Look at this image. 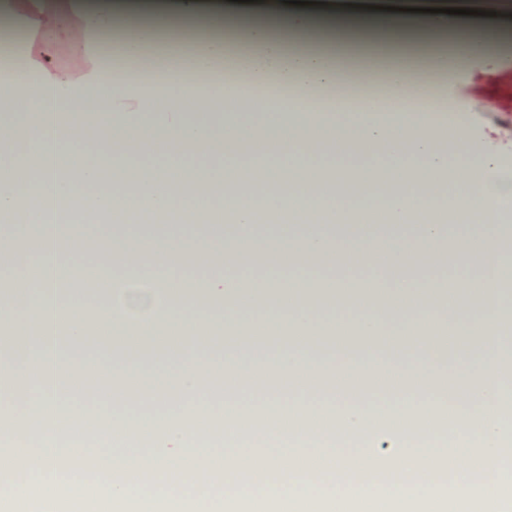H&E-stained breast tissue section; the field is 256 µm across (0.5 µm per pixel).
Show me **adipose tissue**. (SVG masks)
<instances>
[{
  "mask_svg": "<svg viewBox=\"0 0 512 512\" xmlns=\"http://www.w3.org/2000/svg\"><path fill=\"white\" fill-rule=\"evenodd\" d=\"M162 10L224 25L250 11L257 51L228 79L214 74L228 53L201 40L194 78H155L179 45L153 49L139 25L115 52L96 50L73 71L52 67L41 45L55 12L16 0L26 17L19 63L0 70V213L17 215L12 289L0 295V366L28 375L31 398L0 396L12 409L14 446L29 449V473L1 490L26 512H512V169L503 147L474 148L465 114L420 111L410 71L388 66L390 42L371 58L383 93L357 102L338 51L298 47L335 17L376 26L393 19L337 4L306 13L282 0H163ZM124 0H86L60 40L130 17ZM498 41L473 38L432 60L440 74L470 57L495 58ZM472 174L469 184L460 172ZM435 185L427 195V185ZM107 253L108 266L92 264ZM205 257L219 277L192 280ZM473 261L465 296L451 298L440 271ZM375 269L379 278L359 272ZM108 283L87 296L78 277ZM202 300H195L194 292ZM461 312L449 320V306ZM451 329L453 340H440ZM97 336L128 367H93L112 402L89 436L66 438L67 389L83 371L72 347ZM279 340L265 353L269 340ZM194 353H187L188 344ZM381 345V353L370 345ZM408 354H401V347ZM173 364L160 380L150 360ZM403 397L361 405L380 375ZM307 376L306 395L288 385ZM268 378L274 387L247 411L224 386ZM450 387L461 404L419 397ZM189 405L179 410L160 400ZM97 451L93 498H71L80 464L60 468L72 448ZM381 486L362 481L379 453ZM471 452L482 480L455 467L454 485L424 480L448 456ZM223 480L186 486L187 464ZM133 472L149 481L132 483Z\"/></svg>",
  "mask_w": 512,
  "mask_h": 512,
  "instance_id": "obj_1",
  "label": "adipose tissue"
}]
</instances>
